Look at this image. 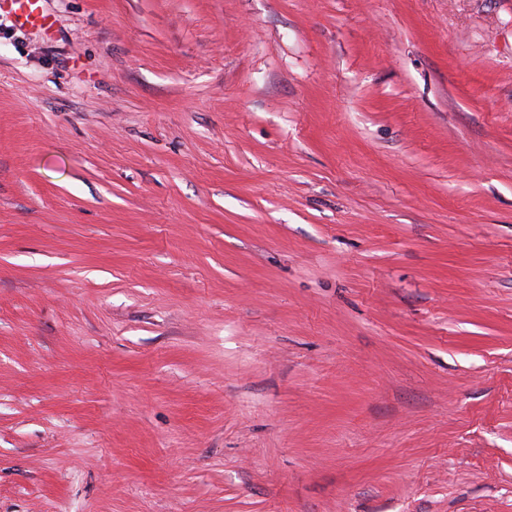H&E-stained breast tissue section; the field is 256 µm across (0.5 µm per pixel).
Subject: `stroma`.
Returning <instances> with one entry per match:
<instances>
[{
    "label": "stroma",
    "instance_id": "obj_1",
    "mask_svg": "<svg viewBox=\"0 0 512 512\" xmlns=\"http://www.w3.org/2000/svg\"><path fill=\"white\" fill-rule=\"evenodd\" d=\"M0 0V512H512V0Z\"/></svg>",
    "mask_w": 512,
    "mask_h": 512
}]
</instances>
